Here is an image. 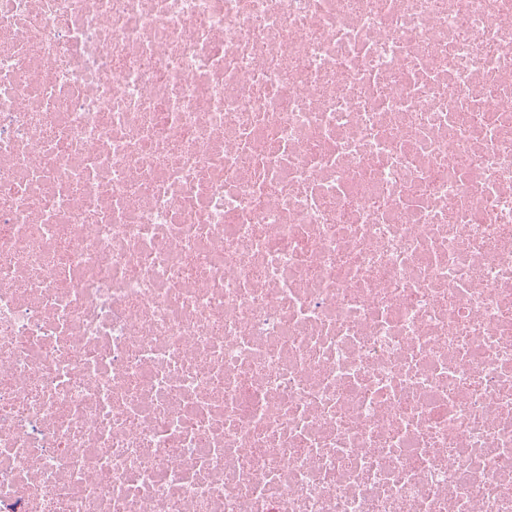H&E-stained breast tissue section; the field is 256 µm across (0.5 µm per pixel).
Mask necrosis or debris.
Masks as SVG:
<instances>
[{
    "label": "necrosis or debris",
    "mask_w": 512,
    "mask_h": 512,
    "mask_svg": "<svg viewBox=\"0 0 512 512\" xmlns=\"http://www.w3.org/2000/svg\"><path fill=\"white\" fill-rule=\"evenodd\" d=\"M0 512H512V0H0Z\"/></svg>",
    "instance_id": "necrosis-or-debris-1"
}]
</instances>
